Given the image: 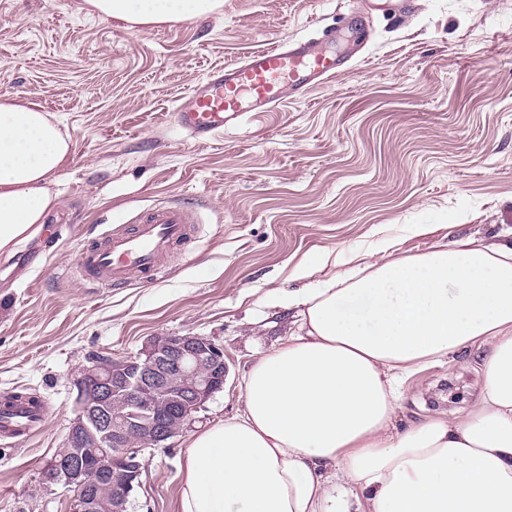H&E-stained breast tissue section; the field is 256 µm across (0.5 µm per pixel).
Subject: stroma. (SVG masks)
<instances>
[{
    "label": "stroma",
    "instance_id": "1",
    "mask_svg": "<svg viewBox=\"0 0 512 512\" xmlns=\"http://www.w3.org/2000/svg\"><path fill=\"white\" fill-rule=\"evenodd\" d=\"M365 0H224L206 17L152 28L91 12L86 0H0V99L39 104L70 137L56 173L62 228L0 257V397L45 403L23 444L0 437V512H70L42 472L65 444L75 382L97 356L136 355L148 337L192 332L222 344L223 391L190 431L145 452L128 512H179L180 464L191 432L236 414L252 362L287 338L293 311L269 293L319 254L369 253L384 236L399 254L512 228V0H410L366 12ZM367 43L347 72L206 142L172 122L216 66L273 42L318 37L351 19ZM200 217L188 256L156 279L93 288L73 268L82 244L153 205ZM408 224L436 233L410 236ZM474 355L406 382L400 427L427 408L476 397Z\"/></svg>",
    "mask_w": 512,
    "mask_h": 512
}]
</instances>
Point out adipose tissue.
Wrapping results in <instances>:
<instances>
[{"label": "adipose tissue", "instance_id": "obj_1", "mask_svg": "<svg viewBox=\"0 0 512 512\" xmlns=\"http://www.w3.org/2000/svg\"><path fill=\"white\" fill-rule=\"evenodd\" d=\"M157 26L223 0H86ZM69 137L40 105L0 100V256L41 230ZM281 292L298 327L242 378L243 407L192 434L180 512H512V242L466 239ZM468 407L397 429L407 379L461 351Z\"/></svg>", "mask_w": 512, "mask_h": 512}]
</instances>
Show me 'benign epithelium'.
Listing matches in <instances>:
<instances>
[{
    "mask_svg": "<svg viewBox=\"0 0 512 512\" xmlns=\"http://www.w3.org/2000/svg\"><path fill=\"white\" fill-rule=\"evenodd\" d=\"M228 376L224 346L191 332L151 336L134 356L91 362L75 383L67 452L48 462L44 484L63 485L72 512H98L103 487L109 512H128L145 450L182 433Z\"/></svg>",
    "mask_w": 512,
    "mask_h": 512,
    "instance_id": "benign-epithelium-1",
    "label": "benign epithelium"
}]
</instances>
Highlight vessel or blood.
<instances>
[{
	"label": "vessel or blood",
	"instance_id": "b4317fda",
	"mask_svg": "<svg viewBox=\"0 0 512 512\" xmlns=\"http://www.w3.org/2000/svg\"><path fill=\"white\" fill-rule=\"evenodd\" d=\"M347 69L346 61L322 41H283L257 50L241 63L213 70L173 111V122L188 138L206 141L238 125L249 114L272 112L286 93L309 89ZM195 218L177 204L141 211L133 223L84 244L75 274L97 288H119L132 277H156L175 249L194 237ZM43 420L41 409L23 406L0 416V435L23 439Z\"/></svg>",
	"mask_w": 512,
	"mask_h": 512
}]
</instances>
